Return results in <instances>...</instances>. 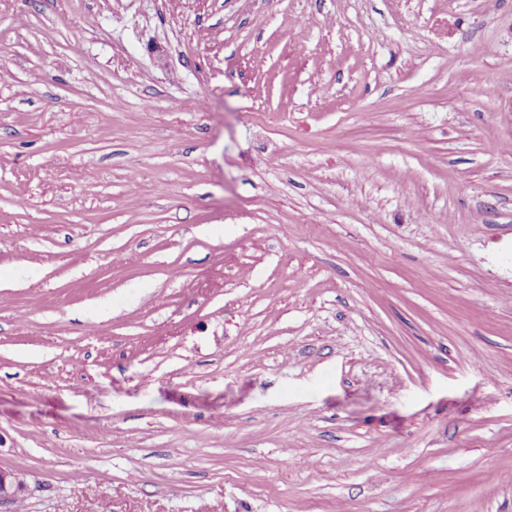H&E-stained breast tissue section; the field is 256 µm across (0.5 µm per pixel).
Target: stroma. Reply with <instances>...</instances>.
Wrapping results in <instances>:
<instances>
[{
	"label": "stroma",
	"mask_w": 512,
	"mask_h": 512,
	"mask_svg": "<svg viewBox=\"0 0 512 512\" xmlns=\"http://www.w3.org/2000/svg\"><path fill=\"white\" fill-rule=\"evenodd\" d=\"M0 512H512V0H0ZM27 490L25 477L21 472L0 469V501L12 502L22 498Z\"/></svg>",
	"instance_id": "35a3bbf8"
}]
</instances>
